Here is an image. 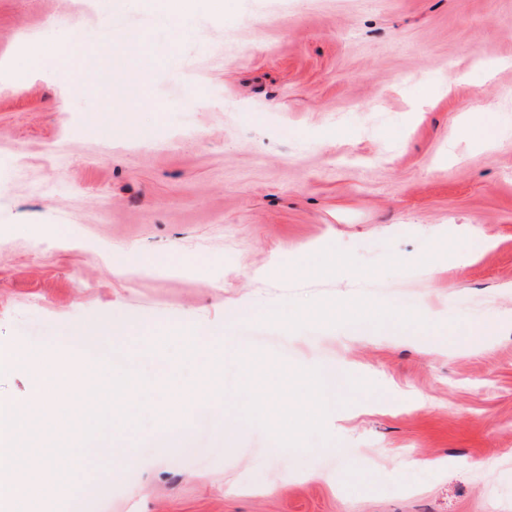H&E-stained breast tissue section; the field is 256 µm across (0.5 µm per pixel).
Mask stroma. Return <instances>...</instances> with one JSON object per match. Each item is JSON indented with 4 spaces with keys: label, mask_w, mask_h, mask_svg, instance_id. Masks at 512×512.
Listing matches in <instances>:
<instances>
[{
    "label": "stroma",
    "mask_w": 512,
    "mask_h": 512,
    "mask_svg": "<svg viewBox=\"0 0 512 512\" xmlns=\"http://www.w3.org/2000/svg\"><path fill=\"white\" fill-rule=\"evenodd\" d=\"M77 38L151 65L152 106L104 57L21 70ZM113 320L148 324L150 413L71 342ZM0 346L85 373L61 416L139 435L91 512H512V0H229L175 39L149 0H0ZM339 373L354 399L305 400ZM39 381L1 364L0 400Z\"/></svg>",
    "instance_id": "35a3bbf8"
}]
</instances>
